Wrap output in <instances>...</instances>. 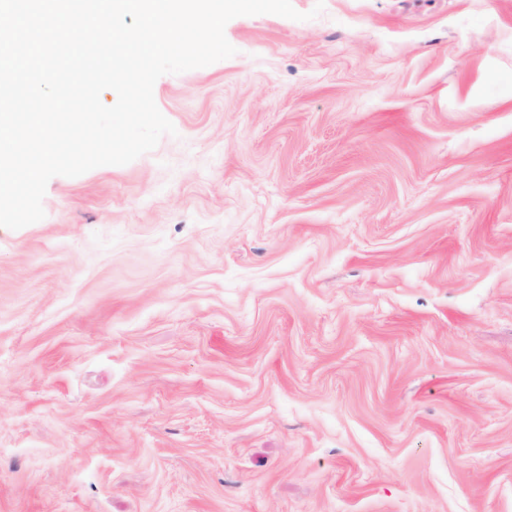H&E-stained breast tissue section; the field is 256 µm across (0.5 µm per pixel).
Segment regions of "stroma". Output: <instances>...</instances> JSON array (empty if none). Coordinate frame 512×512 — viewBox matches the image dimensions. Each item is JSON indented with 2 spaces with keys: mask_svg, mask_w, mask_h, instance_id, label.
Returning <instances> with one entry per match:
<instances>
[{
  "mask_svg": "<svg viewBox=\"0 0 512 512\" xmlns=\"http://www.w3.org/2000/svg\"><path fill=\"white\" fill-rule=\"evenodd\" d=\"M292 5L0 227V512H512V0Z\"/></svg>",
  "mask_w": 512,
  "mask_h": 512,
  "instance_id": "obj_1",
  "label": "stroma"
}]
</instances>
